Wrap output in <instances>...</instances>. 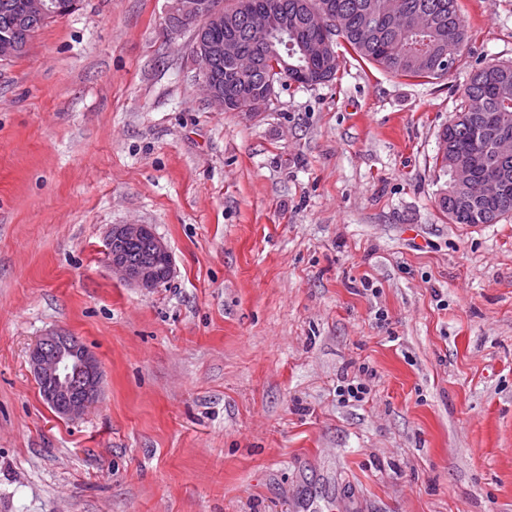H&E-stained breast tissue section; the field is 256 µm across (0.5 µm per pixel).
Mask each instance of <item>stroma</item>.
I'll return each instance as SVG.
<instances>
[{
  "label": "stroma",
  "instance_id": "35a3bbf8",
  "mask_svg": "<svg viewBox=\"0 0 512 512\" xmlns=\"http://www.w3.org/2000/svg\"><path fill=\"white\" fill-rule=\"evenodd\" d=\"M458 2L447 76L344 52L256 116L170 0H79L0 60V512H512V215L451 223L432 168L512 0ZM132 223L173 255L152 291L108 267ZM53 330L102 367L75 419L29 364Z\"/></svg>",
  "mask_w": 512,
  "mask_h": 512
}]
</instances>
